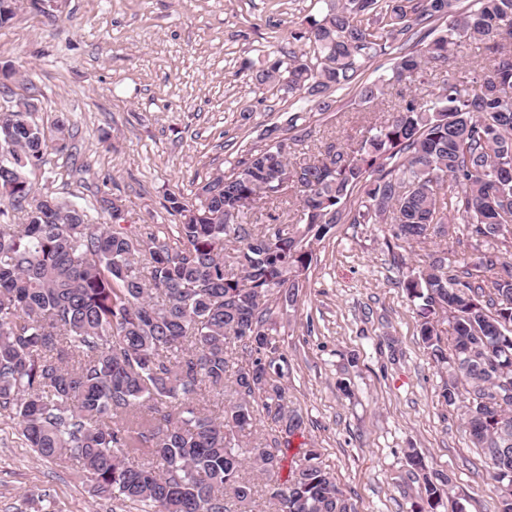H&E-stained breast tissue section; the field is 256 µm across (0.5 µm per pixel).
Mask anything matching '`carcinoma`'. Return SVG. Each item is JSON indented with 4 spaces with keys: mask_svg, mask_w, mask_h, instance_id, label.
<instances>
[{
    "mask_svg": "<svg viewBox=\"0 0 512 512\" xmlns=\"http://www.w3.org/2000/svg\"><path fill=\"white\" fill-rule=\"evenodd\" d=\"M324 3L294 33L309 50L268 60L255 76L308 103L288 127L331 110L330 93L415 35L360 99L382 101L439 66L448 78L428 99L401 97L358 146L296 166L282 128L267 129L264 148L192 196L168 197L174 247L132 224H90L83 209L36 191L29 173L47 163L44 131L23 102L0 113V205L23 209L21 222L0 221V415L38 457L77 467L93 497L145 512H254L250 468L268 478L274 512H356L315 448L286 482L274 480L305 421L286 403L271 304L296 301L302 285L287 271L308 270L313 244L346 223L387 224L410 247L462 224L471 247L484 248L472 264L438 255L400 285L418 303L430 358L448 372L444 402L464 409L494 481L512 478V227L501 223L512 215V0ZM463 45L493 54L467 85L453 73ZM293 177L295 225L246 222ZM239 345L251 363H238ZM211 393L225 396L222 412L207 408ZM265 419L284 437L253 441ZM441 501L426 478L413 512Z\"/></svg>",
    "mask_w": 512,
    "mask_h": 512,
    "instance_id": "cac0c4a2",
    "label": "carcinoma"
}]
</instances>
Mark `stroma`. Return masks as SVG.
Listing matches in <instances>:
<instances>
[{
	"mask_svg": "<svg viewBox=\"0 0 512 512\" xmlns=\"http://www.w3.org/2000/svg\"><path fill=\"white\" fill-rule=\"evenodd\" d=\"M322 0H19L0 25V105L29 100L33 120L67 148L30 175L35 189L84 208L90 223H175L171 193L190 195L210 173L262 148L285 125L291 94L258 85L268 52L300 51L293 39ZM362 102L357 87L311 112L296 159L353 147L400 99ZM396 246L383 224H340L315 244L295 307L276 309L277 345L288 360V404L305 430L289 454L320 452L356 512H410L424 477L451 478L466 512H497L498 496L463 411L447 406L444 369L417 332L399 284L404 265L450 248ZM426 464L417 476L407 461ZM48 494L57 512H135L98 499L79 474L36 457L16 424L0 417V512H22L25 491Z\"/></svg>",
	"mask_w": 512,
	"mask_h": 512,
	"instance_id": "1",
	"label": "stroma"
}]
</instances>
